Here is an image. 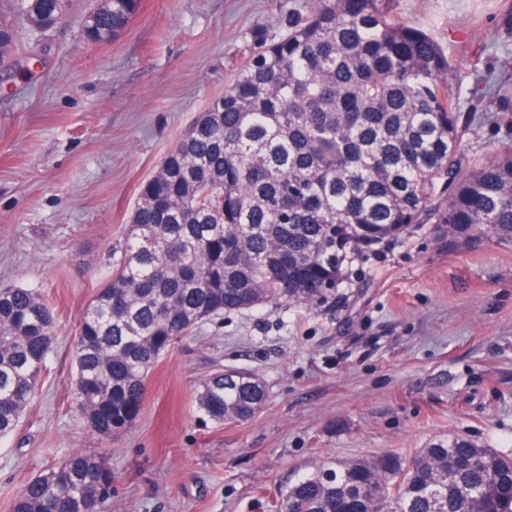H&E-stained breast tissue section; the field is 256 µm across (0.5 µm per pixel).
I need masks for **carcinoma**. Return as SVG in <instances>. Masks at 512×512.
Returning <instances> with one entry per match:
<instances>
[{
    "instance_id": "carcinoma-1",
    "label": "carcinoma",
    "mask_w": 512,
    "mask_h": 512,
    "mask_svg": "<svg viewBox=\"0 0 512 512\" xmlns=\"http://www.w3.org/2000/svg\"><path fill=\"white\" fill-rule=\"evenodd\" d=\"M71 0H0V67L29 69ZM140 0H99L85 38L113 41ZM288 33L254 36L224 95L140 189L112 278L74 342L71 386L94 433L139 416L149 372L175 344L227 312L336 294L350 255L415 224L445 226L448 249L512 244V149L464 161L471 117L452 64L394 0H312L284 10ZM45 298L0 287V437L38 391L54 343ZM259 378L228 368L196 399L209 420L260 413ZM112 485L98 458L72 452L17 493L13 512H93ZM273 512H512V454L465 438L409 456L327 460L272 500Z\"/></svg>"
}]
</instances>
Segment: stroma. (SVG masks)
Listing matches in <instances>:
<instances>
[{"label":"stroma","instance_id":"obj_1","mask_svg":"<svg viewBox=\"0 0 512 512\" xmlns=\"http://www.w3.org/2000/svg\"><path fill=\"white\" fill-rule=\"evenodd\" d=\"M282 0H142L112 42L81 36L78 0L25 76L0 73V284L36 290L55 316L38 393L0 437V512L74 451L102 458L98 512H267L327 458L410 453L454 436L512 452V245L449 250L435 224L353 258L336 298L224 314L151 370L122 435L86 427L68 386L87 304L112 275L140 188L196 117L223 96L256 33L276 39ZM506 0H397L453 64L469 112L485 76L512 85ZM469 152L512 148V92L477 113ZM264 384L246 422L202 420L208 375Z\"/></svg>","mask_w":512,"mask_h":512}]
</instances>
